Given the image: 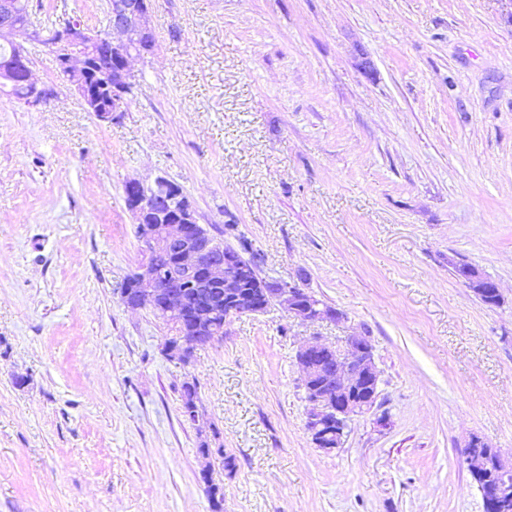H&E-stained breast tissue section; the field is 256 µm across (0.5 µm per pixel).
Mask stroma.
<instances>
[{"mask_svg": "<svg viewBox=\"0 0 512 512\" xmlns=\"http://www.w3.org/2000/svg\"><path fill=\"white\" fill-rule=\"evenodd\" d=\"M28 9L92 30L106 16L105 0ZM152 24L112 122L38 42L57 98L0 94V512H212L211 483L223 512H484L462 450L477 435L512 455L506 5L153 0ZM159 175L214 235L234 225L263 277L305 272L345 321L273 308L167 360L165 321L117 293L148 260L124 186ZM460 259L499 284V306L454 275ZM355 332L392 425L358 417L327 454L305 429L296 350Z\"/></svg>", "mask_w": 512, "mask_h": 512, "instance_id": "obj_1", "label": "stroma"}]
</instances>
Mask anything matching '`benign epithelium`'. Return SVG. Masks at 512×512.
Instances as JSON below:
<instances>
[{
    "instance_id": "obj_1",
    "label": "benign epithelium",
    "mask_w": 512,
    "mask_h": 512,
    "mask_svg": "<svg viewBox=\"0 0 512 512\" xmlns=\"http://www.w3.org/2000/svg\"><path fill=\"white\" fill-rule=\"evenodd\" d=\"M17 10L18 0H0V43L11 49V54L0 60L1 94L10 93L9 84L18 74L28 88L21 104L46 105L57 96L53 86L35 76L25 48V43L39 41L51 49L53 68L67 77V84L99 120L110 121L113 113L124 111L126 96L137 80L133 63L151 54L155 47L152 0H107L109 22L102 32H92L80 21L71 20L45 34L29 19H17ZM102 53L117 63L112 73L100 78L110 88L111 105L107 107L96 104L90 87V81L97 79L95 59ZM124 201L137 220L146 250L174 251L180 271L177 276L162 278L154 267L140 266L118 288L127 307L172 313L183 325L192 316L182 310L179 292L189 280L225 288L224 308L212 309L213 316L262 314L277 306L303 324L345 320L342 311L320 304L309 289L302 287V272L295 279L271 284L260 304L247 299L231 280L224 279V266L229 260L224 257L223 244L199 224L190 200L183 197L182 188L174 181L161 176L151 182L130 179L124 187ZM458 279L479 298L500 295L497 282L469 268L460 270ZM197 345L196 335H174L165 341L163 353L185 365L190 361L191 347ZM296 360L308 402L305 427L312 442L326 452L343 448L352 421L378 407L380 372L371 344L357 334L347 336L342 347L327 345L312 336L299 344ZM464 463L476 478L485 512H499L508 483L488 477V471L495 467L511 474L512 459L474 436L465 446Z\"/></svg>"
}]
</instances>
